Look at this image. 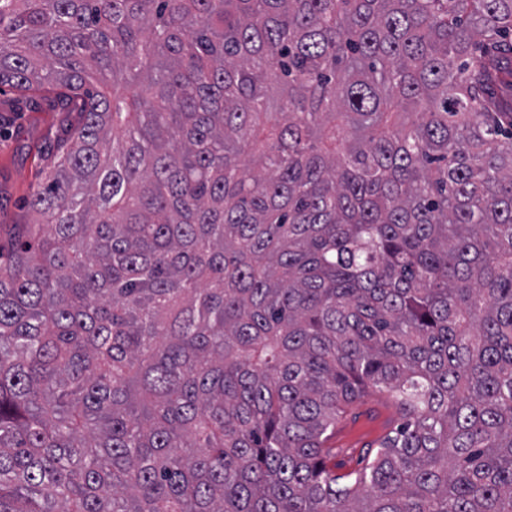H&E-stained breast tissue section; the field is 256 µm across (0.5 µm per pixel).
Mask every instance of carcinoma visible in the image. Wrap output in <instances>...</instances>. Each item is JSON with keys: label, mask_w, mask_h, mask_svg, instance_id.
Listing matches in <instances>:
<instances>
[{"label": "carcinoma", "mask_w": 512, "mask_h": 512, "mask_svg": "<svg viewBox=\"0 0 512 512\" xmlns=\"http://www.w3.org/2000/svg\"><path fill=\"white\" fill-rule=\"evenodd\" d=\"M46 83L0 512H512V0H0ZM349 422L347 420L341 421L336 426V432L334 436L329 439L328 446L331 448H336V452H343L347 448H353L354 444L351 443L350 440V431L351 426H348ZM371 437L367 439L365 436L361 440V446L353 448V450L348 452L345 455L336 456V473H344L347 471H354L362 469L366 462L367 456H365V452L367 448H364L367 444L371 443Z\"/></svg>", "instance_id": "carcinoma-1"}]
</instances>
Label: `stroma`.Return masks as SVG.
Masks as SVG:
<instances>
[{
	"instance_id": "stroma-1",
	"label": "stroma",
	"mask_w": 512,
	"mask_h": 512,
	"mask_svg": "<svg viewBox=\"0 0 512 512\" xmlns=\"http://www.w3.org/2000/svg\"><path fill=\"white\" fill-rule=\"evenodd\" d=\"M64 118L54 94L0 87V249L10 250L12 225L38 220L28 201L63 138Z\"/></svg>"
}]
</instances>
